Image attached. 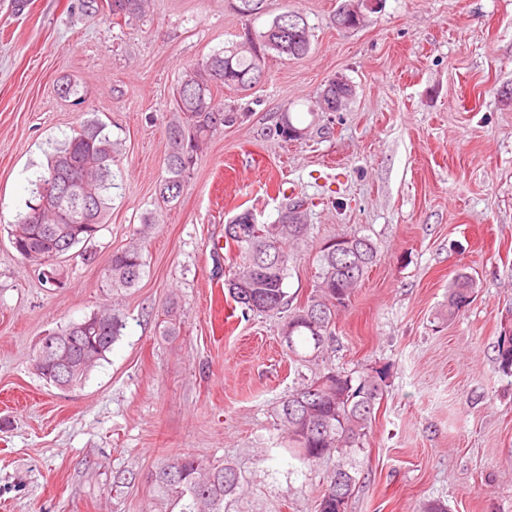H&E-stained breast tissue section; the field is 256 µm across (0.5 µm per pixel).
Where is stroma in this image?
<instances>
[{"mask_svg":"<svg viewBox=\"0 0 512 512\" xmlns=\"http://www.w3.org/2000/svg\"><path fill=\"white\" fill-rule=\"evenodd\" d=\"M341 2L268 0L254 27L298 11L311 49L269 58L248 92L218 90L240 118L214 131L166 204L157 186L180 77L249 22L231 0H151L121 25L81 0H29L20 14L0 0V512H177L153 479L176 453L237 469L245 491L225 512H314L338 459L284 451L273 408L298 376L281 321L243 315L225 286L226 224L245 210L274 223L298 199L309 231L285 281L291 306L314 288L325 239L365 234L380 254L337 315L329 353L355 376L390 369L347 461L348 512H419L431 500L512 512V376L495 363L512 328V0H384L354 30L333 22ZM339 76L353 97L315 111ZM65 77L83 86L82 106L60 97ZM285 112L304 137L275 135ZM87 116L122 144L111 211L94 262L73 248L63 287L47 288L8 225L51 144ZM149 214L144 277L107 290L110 255ZM459 273L475 293L448 321ZM113 302L126 327L81 387L35 374L43 336Z\"/></svg>","mask_w":512,"mask_h":512,"instance_id":"stroma-1","label":"stroma"}]
</instances>
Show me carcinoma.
I'll return each instance as SVG.
<instances>
[{"mask_svg":"<svg viewBox=\"0 0 512 512\" xmlns=\"http://www.w3.org/2000/svg\"><path fill=\"white\" fill-rule=\"evenodd\" d=\"M267 0H235L242 17L261 15ZM109 13L130 22L144 16L148 0H108ZM311 48L310 27L297 11L287 10L262 30L245 28L242 39L213 51L188 68L176 88V112L179 116L166 129L168 152L167 176L158 184L162 201L179 200L186 186V173L198 152L207 145L217 124L237 119L236 113L220 108L214 89L230 87L246 91L259 84L266 58L275 54L283 59H298ZM59 94L84 103L82 89L72 80H63ZM348 100L347 91L330 82L316 106L324 109L336 101ZM117 144L105 126L96 119L80 123L79 129L52 147L47 164L32 183L25 209L17 212L10 224L9 241L14 250L24 249V258L41 255L49 249L44 230L55 227L63 232V248L58 257L73 247L91 245L107 222L111 190L114 188ZM72 188L91 200L85 219L86 229L72 235L74 220L58 192L70 181ZM304 212L289 207L275 224L244 225L243 237L233 240L238 250L236 269L227 288L233 301L245 312L266 316L288 313L281 328V343L288 357L300 365L324 358L333 337L337 314L348 306L349 298L377 264L376 244L365 235L341 233L322 242L319 248L318 276L315 288L305 304L286 311L288 294L285 280L289 264L295 259L294 245L303 240L308 225ZM145 273L143 246L135 238L122 249L112 252L105 272L106 287L118 291L134 288ZM475 282L465 273L456 275L448 287V318H453L470 304ZM125 319L120 310L105 307L79 322H72L48 333L59 343L55 355L41 364V377L70 370L77 382L106 359L112 345L122 335ZM498 371L512 376V334L503 332L497 340ZM386 372L363 373L357 377L325 365L310 378L300 377L298 385L281 401L276 411L278 425L288 439V453L312 463L324 457L347 456L360 448L371 429L375 405L383 397ZM155 481L175 503L180 512H224V499L242 489L240 475L231 465H215L190 454L170 456L155 473ZM356 476L344 463L336 471L320 498L316 512H336V493L351 497Z\"/></svg>","mask_w":512,"mask_h":512,"instance_id":"carcinoma-1","label":"carcinoma"}]
</instances>
